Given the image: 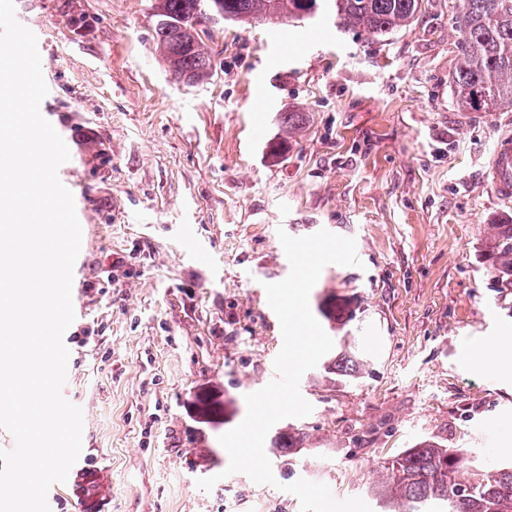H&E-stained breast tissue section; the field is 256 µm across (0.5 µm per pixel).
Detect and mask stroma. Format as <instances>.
Segmentation results:
<instances>
[{
  "instance_id": "stroma-1",
  "label": "stroma",
  "mask_w": 512,
  "mask_h": 512,
  "mask_svg": "<svg viewBox=\"0 0 512 512\" xmlns=\"http://www.w3.org/2000/svg\"><path fill=\"white\" fill-rule=\"evenodd\" d=\"M152 0H15L41 44L40 111L70 151L58 171L84 227L73 270L64 397L83 411L73 472L105 470L99 504L51 487L50 512H299L306 479L375 505L378 464L420 439L512 461V378L473 349L512 340V295L490 288V224L512 200L488 177L512 112L460 120L448 78L459 0H423L409 27L371 40L331 12L215 30V75L174 81ZM306 124L286 138L282 112ZM287 140L285 157L270 143ZM356 240L361 267L327 265L313 295L349 299L336 340L359 382L300 381L313 412L277 486L227 474L222 434L275 376L283 344L265 284L287 277L279 232ZM217 477L212 491L201 478Z\"/></svg>"
}]
</instances>
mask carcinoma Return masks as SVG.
Instances as JSON below:
<instances>
[{
  "mask_svg": "<svg viewBox=\"0 0 512 512\" xmlns=\"http://www.w3.org/2000/svg\"><path fill=\"white\" fill-rule=\"evenodd\" d=\"M338 27L378 40L412 24L423 0H332ZM455 18L462 58L450 77L460 112L512 111V0H460ZM318 0H154L157 48L174 78L186 84L212 78L214 62L200 32L213 18L248 25L274 18L293 22L315 13ZM486 243L491 287L512 293V224H493ZM328 325H344L355 309L334 293L318 297ZM358 357L329 355L320 375L331 381L361 378ZM304 429L285 426L269 447L281 457L297 453ZM385 482L375 492L383 512H512V462L473 466L462 448L423 439L379 463Z\"/></svg>",
  "mask_w": 512,
  "mask_h": 512,
  "instance_id": "cac0c4a2",
  "label": "carcinoma"
}]
</instances>
